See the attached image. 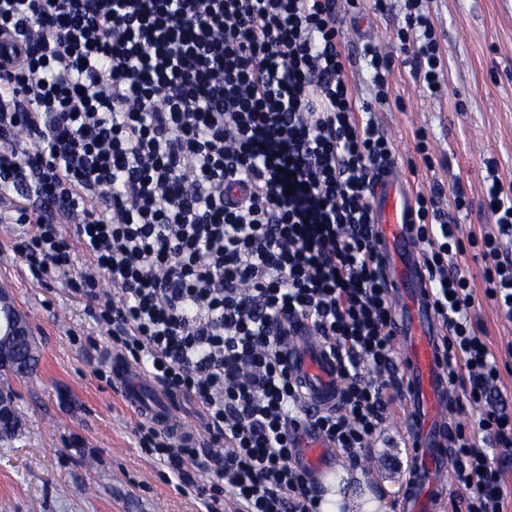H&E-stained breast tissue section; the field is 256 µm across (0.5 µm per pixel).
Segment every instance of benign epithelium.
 Instances as JSON below:
<instances>
[{
	"label": "benign epithelium",
	"instance_id": "7a95c632",
	"mask_svg": "<svg viewBox=\"0 0 512 512\" xmlns=\"http://www.w3.org/2000/svg\"><path fill=\"white\" fill-rule=\"evenodd\" d=\"M36 345L28 316L9 294L0 290V372L24 373L37 363ZM0 423L17 424L15 393L0 385Z\"/></svg>",
	"mask_w": 512,
	"mask_h": 512
}]
</instances>
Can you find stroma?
<instances>
[{
    "mask_svg": "<svg viewBox=\"0 0 512 512\" xmlns=\"http://www.w3.org/2000/svg\"><path fill=\"white\" fill-rule=\"evenodd\" d=\"M439 41L444 82L433 94L395 63L389 102L373 113L395 149V161L416 190L441 188L442 206L464 234L488 231L494 218L483 204L485 159H494L504 187L512 188V0H425ZM405 0L370 6L343 29L351 53L349 84L368 96L363 43L395 49ZM428 155L417 153L419 135ZM471 206L454 207L456 189ZM20 229L0 223V281L31 322L38 344L32 374L12 378L23 427L0 442V512H205L194 490L177 488L168 470L142 453L139 423L112 390V338L96 327L86 301L75 298L62 277L34 279L17 251ZM476 276L473 322L492 351L512 342V322L484 294V263L461 257ZM404 419L391 408L380 434L359 465L369 489L393 505L404 470Z\"/></svg>",
    "mask_w": 512,
    "mask_h": 512,
    "instance_id": "obj_1",
    "label": "stroma"
}]
</instances>
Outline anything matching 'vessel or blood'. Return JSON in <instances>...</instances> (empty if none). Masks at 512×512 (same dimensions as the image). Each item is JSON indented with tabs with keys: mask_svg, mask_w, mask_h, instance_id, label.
I'll return each mask as SVG.
<instances>
[{
	"mask_svg": "<svg viewBox=\"0 0 512 512\" xmlns=\"http://www.w3.org/2000/svg\"><path fill=\"white\" fill-rule=\"evenodd\" d=\"M372 218L379 228L378 251L394 305L393 330L405 355V428L412 463L402 476L397 512H441L450 481L448 372L441 356L444 327L428 294L419 244L412 228L414 192L394 162L380 163L370 191ZM294 382L315 411L334 409L340 390L336 361L315 336L297 337L288 348ZM112 382L138 418L185 433L173 395L138 370L121 353L112 355ZM297 462L317 480L330 479L336 454L311 426L298 433Z\"/></svg>",
	"mask_w": 512,
	"mask_h": 512,
	"instance_id": "b4317fda",
	"label": "vessel or blood"
}]
</instances>
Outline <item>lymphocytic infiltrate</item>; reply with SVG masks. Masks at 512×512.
<instances>
[{"instance_id": "f902f5d3", "label": "lymphocytic infiltrate", "mask_w": 512, "mask_h": 512, "mask_svg": "<svg viewBox=\"0 0 512 512\" xmlns=\"http://www.w3.org/2000/svg\"><path fill=\"white\" fill-rule=\"evenodd\" d=\"M421 3L408 0L398 49L434 90ZM357 4L0 0V220L23 225L36 278L66 276L113 345L193 403L206 442L137 433L206 512H319L293 461L300 427L355 465L403 395L369 195L392 145L366 117L392 59L366 47L375 96L356 104L342 25ZM485 194L495 227L478 238L443 221L438 193L414 201L448 382L479 411L450 438L464 512H505L512 460V402L456 261L482 255L485 294L512 321V194L495 174ZM304 331L342 380L319 415L288 369Z\"/></svg>"}]
</instances>
